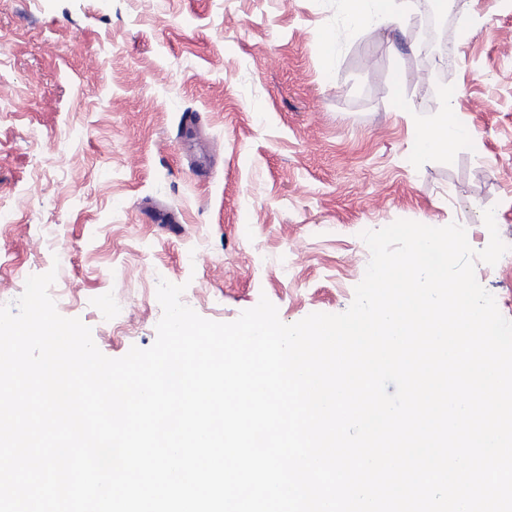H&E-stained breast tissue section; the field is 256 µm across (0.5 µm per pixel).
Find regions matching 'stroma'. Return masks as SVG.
Instances as JSON below:
<instances>
[{"mask_svg": "<svg viewBox=\"0 0 512 512\" xmlns=\"http://www.w3.org/2000/svg\"><path fill=\"white\" fill-rule=\"evenodd\" d=\"M455 6L441 72L414 17L343 0H0V305L56 270L59 314L119 358L155 342L163 279L206 319L264 296L293 324L349 308L363 231L456 223L481 250L490 208L512 234V0ZM404 102L469 140L415 156ZM476 277L512 319V259ZM354 24L369 22L386 24L401 22L405 18L408 0H346Z\"/></svg>", "mask_w": 512, "mask_h": 512, "instance_id": "1", "label": "stroma"}]
</instances>
